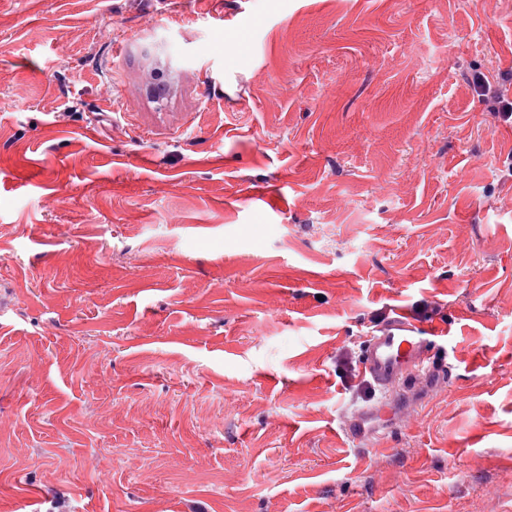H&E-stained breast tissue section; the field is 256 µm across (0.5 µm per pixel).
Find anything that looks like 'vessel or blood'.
<instances>
[{
    "label": "vessel or blood",
    "mask_w": 512,
    "mask_h": 512,
    "mask_svg": "<svg viewBox=\"0 0 512 512\" xmlns=\"http://www.w3.org/2000/svg\"><path fill=\"white\" fill-rule=\"evenodd\" d=\"M431 335V329L415 323L404 312H394L369 336L362 359L364 376L383 391L405 386L428 366ZM395 419L390 406L366 408L347 423L346 434L360 442Z\"/></svg>",
    "instance_id": "b4317fda"
}]
</instances>
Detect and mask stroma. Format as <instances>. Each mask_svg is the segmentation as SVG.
I'll return each instance as SVG.
<instances>
[{"label":"stroma","mask_w":512,"mask_h":512,"mask_svg":"<svg viewBox=\"0 0 512 512\" xmlns=\"http://www.w3.org/2000/svg\"><path fill=\"white\" fill-rule=\"evenodd\" d=\"M512 0H0V512H512ZM438 381L347 386L377 314ZM471 87L498 124L512 126V70L502 72L495 83H490L482 72H476ZM396 421L394 410L385 404L361 410L360 414L346 425L347 436L362 442L366 436L372 435L387 422Z\"/></svg>","instance_id":"35a3bbf8"}]
</instances>
